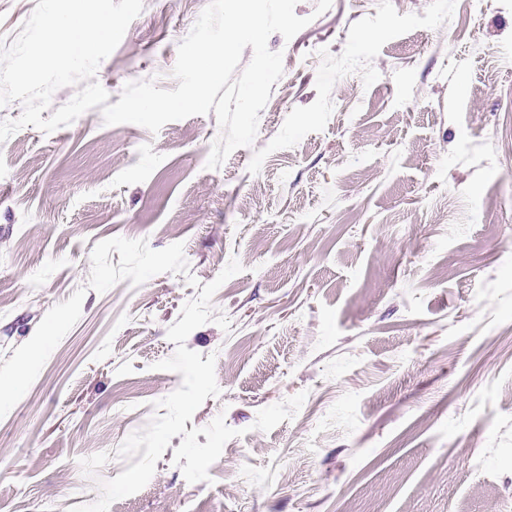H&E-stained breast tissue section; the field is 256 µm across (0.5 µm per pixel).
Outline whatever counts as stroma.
Listing matches in <instances>:
<instances>
[{"label": "stroma", "instance_id": "1", "mask_svg": "<svg viewBox=\"0 0 512 512\" xmlns=\"http://www.w3.org/2000/svg\"><path fill=\"white\" fill-rule=\"evenodd\" d=\"M209 0H144L97 82L174 89ZM298 0L251 146L216 169L215 114L0 150V512H68L178 389L168 328L220 387L192 426L238 429L187 482L174 436L109 512H512V0ZM272 430L262 408L298 393Z\"/></svg>", "mask_w": 512, "mask_h": 512}]
</instances>
